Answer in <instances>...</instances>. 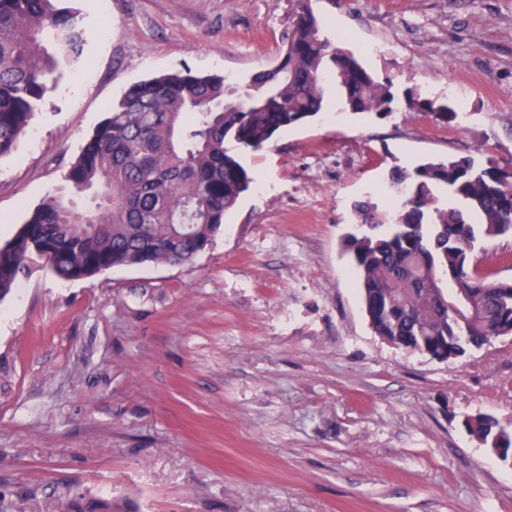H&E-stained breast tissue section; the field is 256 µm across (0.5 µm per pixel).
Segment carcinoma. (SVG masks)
Here are the masks:
<instances>
[{
  "label": "carcinoma",
  "mask_w": 512,
  "mask_h": 512,
  "mask_svg": "<svg viewBox=\"0 0 512 512\" xmlns=\"http://www.w3.org/2000/svg\"><path fill=\"white\" fill-rule=\"evenodd\" d=\"M63 0H0V157L12 152L49 85L83 49ZM336 82L353 114L392 111L390 84L331 45L305 6L278 66L242 79L166 73L134 83L87 138L58 191L34 208L0 251V301L35 267L60 280L115 267L183 264L218 233L253 178L240 153L326 108ZM409 105L452 124L449 105ZM398 203L356 206L367 231L346 250L374 333L429 357L456 359L512 336V279L480 267L478 238L512 235V161L469 157L390 174ZM480 445L512 461V428L486 413L465 421Z\"/></svg>",
  "instance_id": "1"
}]
</instances>
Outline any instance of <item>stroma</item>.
<instances>
[{"label": "stroma", "instance_id": "obj_1", "mask_svg": "<svg viewBox=\"0 0 512 512\" xmlns=\"http://www.w3.org/2000/svg\"><path fill=\"white\" fill-rule=\"evenodd\" d=\"M332 43L397 98L325 112L242 162L255 178L191 262L62 281L0 301V497L65 493L125 512H512V465L463 427L512 424V337L440 361L393 347L344 254L355 202L394 165L512 160V0H308ZM77 67L0 157V241L52 194L130 84L272 67L299 0H76ZM451 103L462 122L408 109Z\"/></svg>", "mask_w": 512, "mask_h": 512}]
</instances>
